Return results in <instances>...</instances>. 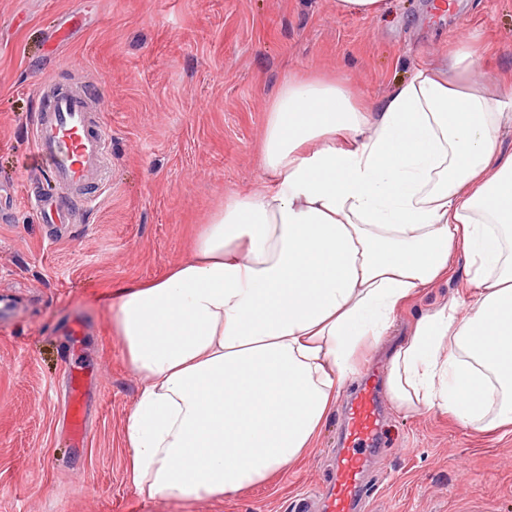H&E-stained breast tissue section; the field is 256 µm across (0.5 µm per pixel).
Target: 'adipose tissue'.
I'll return each instance as SVG.
<instances>
[{"instance_id":"ef3b65f1","label":"adipose tissue","mask_w":512,"mask_h":512,"mask_svg":"<svg viewBox=\"0 0 512 512\" xmlns=\"http://www.w3.org/2000/svg\"><path fill=\"white\" fill-rule=\"evenodd\" d=\"M477 64L451 52L376 106L346 79L286 75L261 181L225 196L188 258L113 287L111 331L141 382L122 435L141 497L231 498L299 463L361 356L456 255L470 308L427 309L386 388L405 412L512 428V152Z\"/></svg>"}]
</instances>
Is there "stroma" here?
<instances>
[{"instance_id":"35a3bbf8","label":"stroma","mask_w":512,"mask_h":512,"mask_svg":"<svg viewBox=\"0 0 512 512\" xmlns=\"http://www.w3.org/2000/svg\"><path fill=\"white\" fill-rule=\"evenodd\" d=\"M473 33L484 82L511 113L512 0H390L369 17L336 0H0V512H291L327 492L355 382L315 447L270 484L221 501L139 497L121 436L141 383L110 333L108 294L184 258L225 194L254 185L285 74L343 75L375 104ZM52 78L96 83L109 135L105 184L63 225L38 223L25 195L34 90ZM467 272L457 261L409 302L397 334L458 296ZM75 364L96 374L78 448L66 416ZM382 404L367 512H512V433Z\"/></svg>"}]
</instances>
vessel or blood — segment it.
Wrapping results in <instances>:
<instances>
[{"label":"vessel or blood","mask_w":512,"mask_h":512,"mask_svg":"<svg viewBox=\"0 0 512 512\" xmlns=\"http://www.w3.org/2000/svg\"><path fill=\"white\" fill-rule=\"evenodd\" d=\"M32 131V170L50 174L64 195L40 194L31 202L41 223L68 224L73 205L89 202L93 187L102 185L107 170V132L98 107V91L86 85L76 92L56 84L42 86ZM91 377L71 372L67 423L71 437L83 442L87 427L86 391ZM381 417L379 392L363 385L351 402L326 512H357L364 499L363 477L376 455L374 442Z\"/></svg>","instance_id":"vessel-or-blood-1"}]
</instances>
